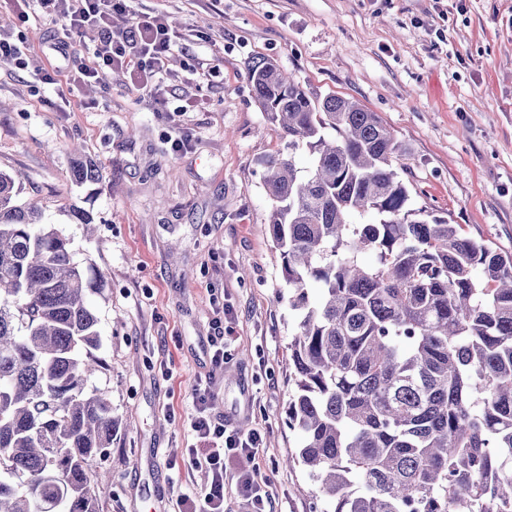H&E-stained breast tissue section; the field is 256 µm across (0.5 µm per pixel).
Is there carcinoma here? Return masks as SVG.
Segmentation results:
<instances>
[{"label":"carcinoma","instance_id":"cac0c4a2","mask_svg":"<svg viewBox=\"0 0 512 512\" xmlns=\"http://www.w3.org/2000/svg\"><path fill=\"white\" fill-rule=\"evenodd\" d=\"M248 79L288 149L263 160L296 321L288 463L319 482L322 512H512V253L410 207L376 113L270 59ZM14 186L1 171L0 512H99L120 427L87 386L105 281Z\"/></svg>","mask_w":512,"mask_h":512}]
</instances>
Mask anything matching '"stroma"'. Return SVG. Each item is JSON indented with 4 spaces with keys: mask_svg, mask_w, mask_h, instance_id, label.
Returning a JSON list of instances; mask_svg holds the SVG:
<instances>
[{
    "mask_svg": "<svg viewBox=\"0 0 512 512\" xmlns=\"http://www.w3.org/2000/svg\"><path fill=\"white\" fill-rule=\"evenodd\" d=\"M128 10L164 18L167 65L143 84L114 70L84 85L98 30L70 32L64 57L50 48L61 25L38 0H0V37L19 50L0 58V170L106 283L105 365L90 384L108 392L120 427L100 512H176L179 493L201 491L181 460L205 376L214 414L263 437L272 512H320L317 483L284 464L299 446L286 418L293 316L264 231L262 161L285 144L248 64L274 60L318 97L376 113L402 144L411 207L512 252V0H130ZM48 72L56 84L43 83ZM80 157L99 166L98 182L73 181ZM74 207L90 211L93 235L71 222ZM221 332L230 342L217 368L210 338Z\"/></svg>",
    "mask_w": 512,
    "mask_h": 512,
    "instance_id": "obj_1",
    "label": "stroma"
}]
</instances>
